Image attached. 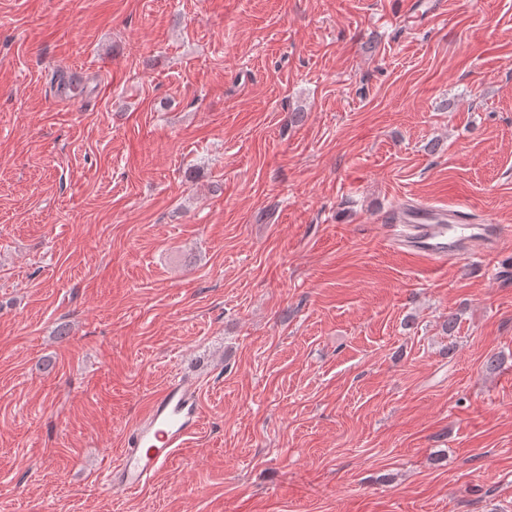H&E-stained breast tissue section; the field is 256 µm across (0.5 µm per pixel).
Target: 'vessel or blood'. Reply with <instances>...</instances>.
<instances>
[{
	"label": "vessel or blood",
	"mask_w": 512,
	"mask_h": 512,
	"mask_svg": "<svg viewBox=\"0 0 512 512\" xmlns=\"http://www.w3.org/2000/svg\"><path fill=\"white\" fill-rule=\"evenodd\" d=\"M385 230L400 252L437 266L496 253L504 236L502 225L472 223L463 203L448 209L400 205L390 213ZM202 416L195 385L171 378L126 434L123 448L106 469V484L126 493L143 488L185 447Z\"/></svg>",
	"instance_id": "b4317fda"
}]
</instances>
